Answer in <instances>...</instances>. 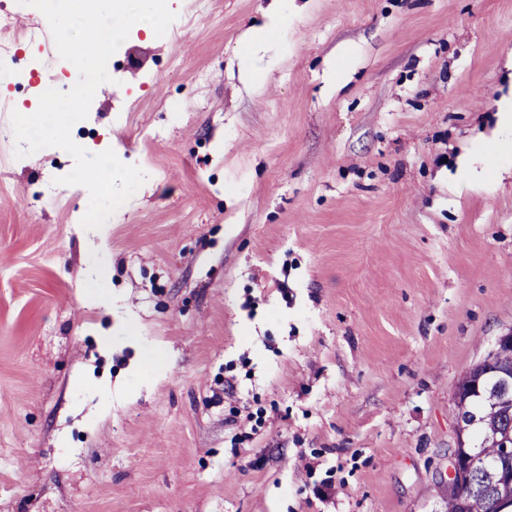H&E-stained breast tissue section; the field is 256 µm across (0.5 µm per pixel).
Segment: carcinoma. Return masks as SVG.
I'll return each mask as SVG.
<instances>
[{"label": "carcinoma", "mask_w": 512, "mask_h": 512, "mask_svg": "<svg viewBox=\"0 0 512 512\" xmlns=\"http://www.w3.org/2000/svg\"><path fill=\"white\" fill-rule=\"evenodd\" d=\"M512 376V354L470 368L464 374L466 386L457 394L455 406L463 419L473 420L471 444L480 456V465L472 472L466 492L469 512H512V484L503 478L512 470V458L501 455L499 440L512 430V404L492 406L485 391L496 380Z\"/></svg>", "instance_id": "cac0c4a2"}]
</instances>
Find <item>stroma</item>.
Here are the masks:
<instances>
[{"label": "stroma", "mask_w": 512, "mask_h": 512, "mask_svg": "<svg viewBox=\"0 0 512 512\" xmlns=\"http://www.w3.org/2000/svg\"><path fill=\"white\" fill-rule=\"evenodd\" d=\"M270 2L130 30L71 133L146 174L103 239L70 154L0 139V512H444L455 387L512 330V0H292L247 80ZM497 126L499 137L492 141L491 149H495L499 154H504L507 137L512 136V96L511 98H502L497 103Z\"/></svg>", "instance_id": "35a3bbf8"}]
</instances>
